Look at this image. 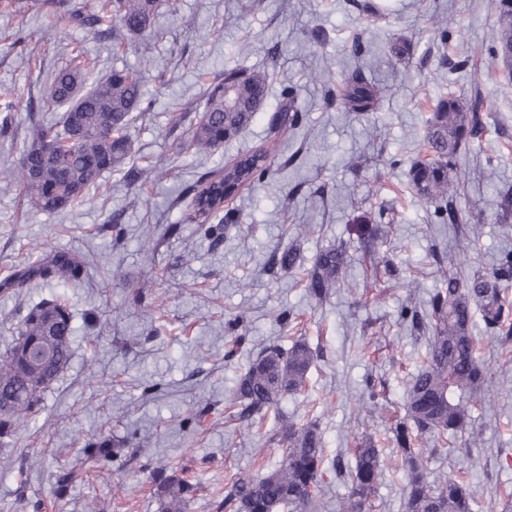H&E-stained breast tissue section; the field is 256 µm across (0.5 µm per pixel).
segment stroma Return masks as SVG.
<instances>
[{
  "label": "stroma",
  "mask_w": 512,
  "mask_h": 512,
  "mask_svg": "<svg viewBox=\"0 0 512 512\" xmlns=\"http://www.w3.org/2000/svg\"><path fill=\"white\" fill-rule=\"evenodd\" d=\"M103 2L0 0V121L12 130L0 138V171L18 162L35 124L62 119L63 108L41 103V91L73 56L85 61L92 81L115 69L142 72L151 103L132 115L125 168L104 172L79 205L37 210L18 183L0 175V281L49 251L74 253L85 264L76 282L0 291V351L41 300L66 298L75 314L68 367L0 462V512H157V467L197 476L189 512H218L230 478L262 475L280 458L278 444L258 436L275 427L274 416L258 428L235 420L228 393L257 348H286L300 337L317 358L303 391L285 396L279 410L315 419L323 432L329 465L321 512H337L348 487L336 466L352 464L365 434L385 452L373 512H402L391 429L425 340L400 324L401 306H425L439 287L433 248L474 271L490 270L500 250H512V218L502 219L496 193L512 185V76L503 68L481 80L486 128L459 157L465 223H439L409 179L435 101L471 94L469 72L449 71L447 61L486 53L495 34L490 0H389V16L375 24L355 0H174L151 33L132 40L72 22V10L96 13ZM443 23L444 42L437 33ZM359 35L384 94L382 109L364 118L327 103L353 68ZM230 69L273 74L263 107L222 149L184 150L208 84ZM285 85L299 91L302 120L275 142L271 119ZM271 146L295 156L294 166L226 204L224 240L212 247L189 219V187L238 153ZM365 215L378 231L370 255L354 233ZM116 224L124 232L118 245ZM341 243L351 256L345 286L327 301L310 298L301 275L263 269L271 252L291 246L309 268L322 249ZM387 257L398 278H373ZM141 285L149 291L137 304L132 292ZM285 310L293 322L279 321ZM478 339L495 383L471 412L481 446L469 450L452 437L444 447L421 448L434 474L463 475L474 512H502L512 497V463L504 459L512 453V344L485 333ZM102 434L123 443L109 464L84 452ZM63 470L74 477L60 498L54 482Z\"/></svg>",
  "instance_id": "35a3bbf8"
}]
</instances>
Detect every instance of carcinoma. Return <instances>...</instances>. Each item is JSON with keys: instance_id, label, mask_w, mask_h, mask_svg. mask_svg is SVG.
Returning <instances> with one entry per match:
<instances>
[{"instance_id": "cac0c4a2", "label": "carcinoma", "mask_w": 512, "mask_h": 512, "mask_svg": "<svg viewBox=\"0 0 512 512\" xmlns=\"http://www.w3.org/2000/svg\"><path fill=\"white\" fill-rule=\"evenodd\" d=\"M496 30L488 56L512 64V0H493ZM159 0H112V18L119 36H141L154 28ZM85 68L77 63L56 71L43 88L45 102L65 106L62 128L39 125L17 165L9 168L25 197L42 211L55 212L80 203L102 173L120 167L131 155L125 134L131 114L142 112V76L114 70L104 80L82 89ZM271 77L265 71L224 72L207 86L201 115L190 135V147L211 153L224 147L253 120L268 95ZM286 104L277 113V127L294 131L300 124L298 89H282ZM335 99L346 112L364 115L383 102L363 66L352 69ZM479 79L474 97L464 104L454 95L437 99L424 141V158L410 171L417 193L435 204L443 224H460L456 205V158L485 129ZM53 138L65 148L50 156L43 142ZM294 157L275 163L270 153L257 150L239 155L224 166V175L206 173L189 188L192 219L207 223L224 209V202L240 190L262 182L274 169L292 164ZM347 251L329 246L316 256L307 273L306 288L318 300L329 297L344 283ZM443 287L436 289L428 309L405 305L399 320L428 332L426 355L407 384L403 415L393 427L392 442L404 471V512H472L471 495L463 481L438 480L427 468L416 445L430 439L445 442L448 435L467 431L471 410L488 390L492 374L477 356L474 317L480 315L484 332L505 345L512 341V304L503 295V283L512 281V251L501 253L488 272L465 273L451 256L436 260ZM82 264L70 253L56 251L14 272L0 285L22 288L35 281L67 283L76 279ZM302 267L299 250L275 254L270 268ZM73 314L63 300L43 301L18 320L17 335L0 353V439L15 436L21 423L38 412L50 385L71 357ZM314 362V352L301 339L288 348L261 346L237 381L231 406L237 419L258 425L277 415V429L269 440L282 447L279 463L261 477L238 476L227 484L224 512H313L325 464L322 431L317 421L290 420L278 411L283 396L300 392ZM85 453L107 463L118 455L112 439L87 444ZM354 464L337 463V474L348 484L340 512H367L383 474L381 450L365 437L353 449ZM196 485L177 473L159 471L153 479L158 512H187Z\"/></svg>"}]
</instances>
